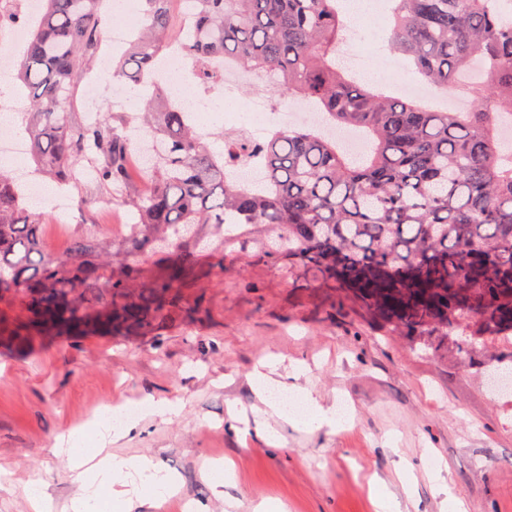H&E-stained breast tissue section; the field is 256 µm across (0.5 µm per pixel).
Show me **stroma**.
I'll return each mask as SVG.
<instances>
[{
	"instance_id": "35a3bbf8",
	"label": "stroma",
	"mask_w": 512,
	"mask_h": 512,
	"mask_svg": "<svg viewBox=\"0 0 512 512\" xmlns=\"http://www.w3.org/2000/svg\"><path fill=\"white\" fill-rule=\"evenodd\" d=\"M85 209L56 217L44 209L43 251L62 258L94 228L95 252L120 269L128 230L117 199L91 182L68 188ZM198 276L183 290L201 312H179L160 337L52 335L11 341L18 301L0 300V512H32L30 481L42 484L45 512H70L77 488L55 453L59 439L92 428L93 410L148 403L137 424L105 438V450L161 464L179 493L158 501L115 485L120 502L103 512H512V389L490 394L485 364L512 368V345L385 331L306 268L272 264L258 245L227 248L216 269L197 248ZM270 384L307 393L324 412L347 404L342 426H289L255 386L261 358ZM170 401L178 411L153 413ZM224 463L222 478L212 466Z\"/></svg>"
}]
</instances>
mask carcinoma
<instances>
[{
  "label": "carcinoma",
  "instance_id": "1",
  "mask_svg": "<svg viewBox=\"0 0 512 512\" xmlns=\"http://www.w3.org/2000/svg\"><path fill=\"white\" fill-rule=\"evenodd\" d=\"M170 3L140 0L146 24L112 77L145 85L179 37ZM191 3L183 50L203 91L220 85L213 61L230 59L267 75L276 96L312 103L331 127L358 130L368 151L355 157L329 135L296 128L258 146L233 137L215 152L189 111L151 97L140 128L154 188L142 195L128 166L127 119L80 123L71 108L109 27L104 0H42L20 62L35 114L26 129L35 170L76 186V170L89 164L134 212L132 255L176 250L167 273L140 291L133 264L102 274L108 256L90 255L87 234L65 260L51 258L38 241L43 215L0 173V296L20 298L26 314L13 335L157 336L180 306L178 288L194 276L184 240L273 231L271 260L304 266L389 331L447 336L464 323L485 340L511 337L512 148L499 126L512 118V15L490 0H392L390 46L426 83L472 97L471 111L450 112L373 91L336 65L343 0ZM477 63L482 78L459 82ZM255 154L262 180L242 190L225 168ZM102 293L112 298L108 311L92 306Z\"/></svg>",
  "mask_w": 512,
  "mask_h": 512
}]
</instances>
